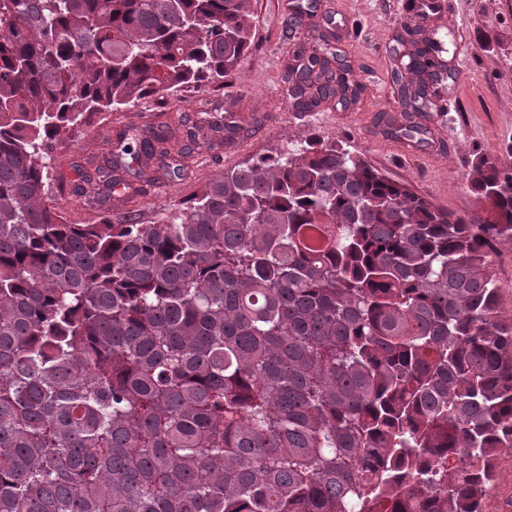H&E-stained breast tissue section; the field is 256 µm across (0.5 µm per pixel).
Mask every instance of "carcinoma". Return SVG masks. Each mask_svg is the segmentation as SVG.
<instances>
[{
    "instance_id": "carcinoma-1",
    "label": "carcinoma",
    "mask_w": 512,
    "mask_h": 512,
    "mask_svg": "<svg viewBox=\"0 0 512 512\" xmlns=\"http://www.w3.org/2000/svg\"><path fill=\"white\" fill-rule=\"evenodd\" d=\"M252 0H0V512H479L512 449V136L460 214L343 142L219 174L169 216L70 224L53 145L94 115L222 90ZM395 73L420 112L430 38ZM303 110L354 96L336 53L290 71ZM216 104L126 126L76 166L99 208L179 179L239 125ZM493 277L502 286V308L512 314V241L501 240L496 247L491 266Z\"/></svg>"
}]
</instances>
